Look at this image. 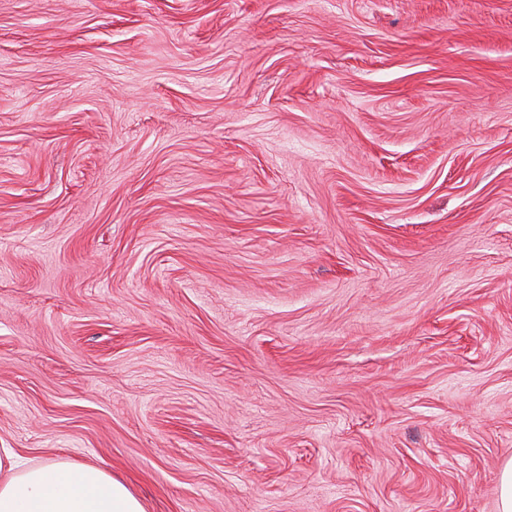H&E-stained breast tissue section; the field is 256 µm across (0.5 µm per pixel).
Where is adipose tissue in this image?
Returning <instances> with one entry per match:
<instances>
[{
  "label": "adipose tissue",
  "mask_w": 512,
  "mask_h": 512,
  "mask_svg": "<svg viewBox=\"0 0 512 512\" xmlns=\"http://www.w3.org/2000/svg\"><path fill=\"white\" fill-rule=\"evenodd\" d=\"M0 512H143L140 501L104 470L65 461L23 465L0 448Z\"/></svg>",
  "instance_id": "adipose-tissue-1"
}]
</instances>
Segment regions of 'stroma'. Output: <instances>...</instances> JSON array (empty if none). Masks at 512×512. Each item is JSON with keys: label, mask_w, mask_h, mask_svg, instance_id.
I'll return each mask as SVG.
<instances>
[{"label": "stroma", "mask_w": 512, "mask_h": 512, "mask_svg": "<svg viewBox=\"0 0 512 512\" xmlns=\"http://www.w3.org/2000/svg\"><path fill=\"white\" fill-rule=\"evenodd\" d=\"M0 448L499 512L512 0H0Z\"/></svg>", "instance_id": "35a3bbf8"}]
</instances>
